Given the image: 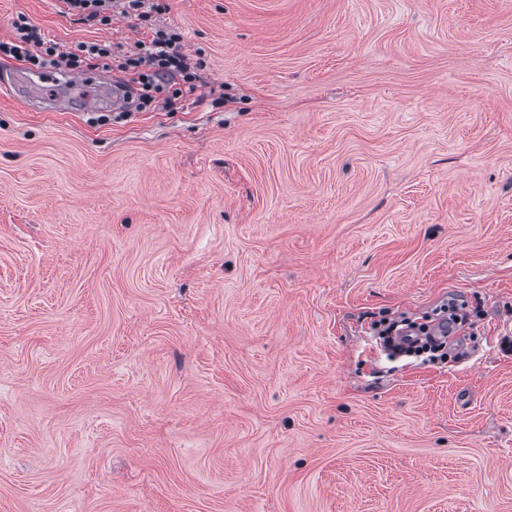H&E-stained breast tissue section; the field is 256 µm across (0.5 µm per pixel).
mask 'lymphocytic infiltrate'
<instances>
[{
	"label": "lymphocytic infiltrate",
	"instance_id": "f902f5d3",
	"mask_svg": "<svg viewBox=\"0 0 512 512\" xmlns=\"http://www.w3.org/2000/svg\"><path fill=\"white\" fill-rule=\"evenodd\" d=\"M12 26L13 40L0 41L1 56L36 69L69 73L99 66L116 69L130 75L138 110H149L159 99L175 105L197 90L191 63L175 31L152 29L148 39L136 42L128 50L118 45L82 41L63 51L57 43L43 38L38 27L25 16H18Z\"/></svg>",
	"mask_w": 512,
	"mask_h": 512
}]
</instances>
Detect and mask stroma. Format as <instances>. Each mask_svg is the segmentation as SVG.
Here are the masks:
<instances>
[{
  "mask_svg": "<svg viewBox=\"0 0 512 512\" xmlns=\"http://www.w3.org/2000/svg\"><path fill=\"white\" fill-rule=\"evenodd\" d=\"M0 0L182 37L97 125L0 91V512H512V0ZM475 311L462 358L369 327ZM60 13L76 17L75 21L107 26L112 23V9L118 2H124L121 13L135 17L140 24L152 26V12H156L158 4L151 0H58ZM149 2H152L151 4ZM395 326L390 329L379 328L374 330L373 340L375 344L387 358H391L392 361L407 360L408 357L420 356L423 354H430L434 356H440L445 353V344L442 347H438V344L434 342L431 336H421V342L414 345H401L398 343V334L407 323L401 320H396Z\"/></svg>",
  "mask_w": 512,
  "mask_h": 512,
  "instance_id": "stroma-1",
  "label": "stroma"
}]
</instances>
